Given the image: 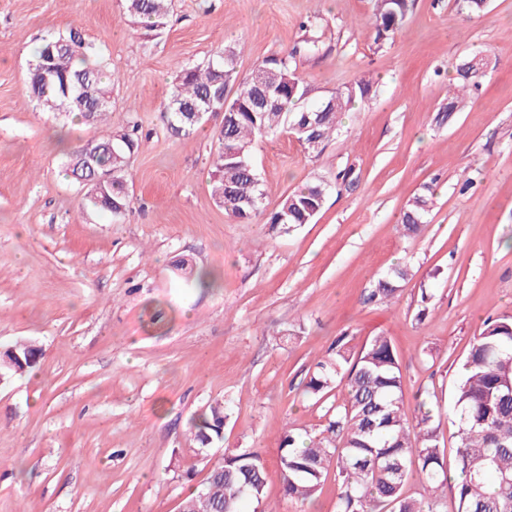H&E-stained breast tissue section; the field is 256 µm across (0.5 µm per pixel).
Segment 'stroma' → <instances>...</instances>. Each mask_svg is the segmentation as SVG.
Masks as SVG:
<instances>
[{"label":"stroma","mask_w":512,"mask_h":512,"mask_svg":"<svg viewBox=\"0 0 512 512\" xmlns=\"http://www.w3.org/2000/svg\"><path fill=\"white\" fill-rule=\"evenodd\" d=\"M374 21V0H175L151 37L124 0H0V351L40 350L0 381V512H177L211 465L244 451L264 460V507L296 512L279 438L325 425L327 403L305 383L343 335L355 351L391 338L406 410L430 393L451 405L474 337L512 318V0H489L480 17L413 0L380 45ZM72 28L119 76L97 125L56 119L29 93L36 47ZM235 48L229 96L287 55L319 98L372 83L317 151L287 132L257 138L264 203L244 222L211 196L223 114L187 137L164 117L178 65ZM472 55L489 67L440 120L453 68ZM132 122L133 202L116 223L85 207L65 161ZM321 181L331 190L313 221L273 233L282 199ZM422 195L425 222L406 234L402 214ZM403 262L394 302L368 301ZM217 399L231 414L201 457L188 422Z\"/></svg>","instance_id":"stroma-1"}]
</instances>
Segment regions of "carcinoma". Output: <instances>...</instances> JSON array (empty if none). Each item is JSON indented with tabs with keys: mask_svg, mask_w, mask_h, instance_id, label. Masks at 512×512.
I'll list each match as a JSON object with an SVG mask.
<instances>
[{
	"mask_svg": "<svg viewBox=\"0 0 512 512\" xmlns=\"http://www.w3.org/2000/svg\"><path fill=\"white\" fill-rule=\"evenodd\" d=\"M131 21L157 35L166 29L172 0H125ZM411 0H377L374 43L394 36L402 26ZM77 29L43 39L30 69L29 90L46 112L66 117L78 114L97 124L111 112L114 77L97 61ZM479 58L467 70L456 66L455 82L448 92L444 112L459 110L466 93L484 74ZM235 70L234 53L223 52L202 64L184 65L174 76L164 109L168 128L177 136H189L201 125L192 112L206 110V99L221 85H228ZM262 78L269 85L284 80L275 103H264L256 86ZM372 84L360 80L324 97L312 107L296 108L311 89L295 74L290 57L262 61L243 81L227 104L233 110L217 135L213 153L211 193L224 214L249 220L260 213L263 191L251 161L256 138L277 133L285 126L304 146L312 140L323 145L337 130L338 114L355 98L369 95ZM138 147L137 126L106 140H97L96 153L88 160L82 149L73 151L67 170L86 189L84 205L120 221L132 198L126 173L128 159ZM109 181L97 185L102 173ZM327 186L309 184L287 195L269 224L286 232L309 224L324 206ZM429 200L419 196L403 214L406 230L416 233L428 212ZM408 276L399 265L379 278L369 299L390 302L397 282ZM39 350L20 341L0 354V375L25 372L36 362ZM403 376L399 356L389 337L377 335L357 353L336 339L319 361L306 393L324 399L336 388L343 398L326 411L319 435L305 441L287 431L281 438L279 465L284 495L302 503L312 501L322 489L328 470L336 471L338 489L335 512H436L440 491L450 485L458 502L457 512H512V320H489L472 344L462 365L448 415L458 426L454 470L447 468L445 449L438 441L436 425L441 413L430 401H422L409 416L401 399ZM228 402H218L189 420V431L200 448L224 439ZM417 480L419 496L404 493L409 479ZM203 494L186 498L189 512H242L248 500L262 503L265 471L259 453L244 451L227 455L205 479Z\"/></svg>",
	"mask_w": 512,
	"mask_h": 512,
	"instance_id": "carcinoma-1",
	"label": "carcinoma"
}]
</instances>
